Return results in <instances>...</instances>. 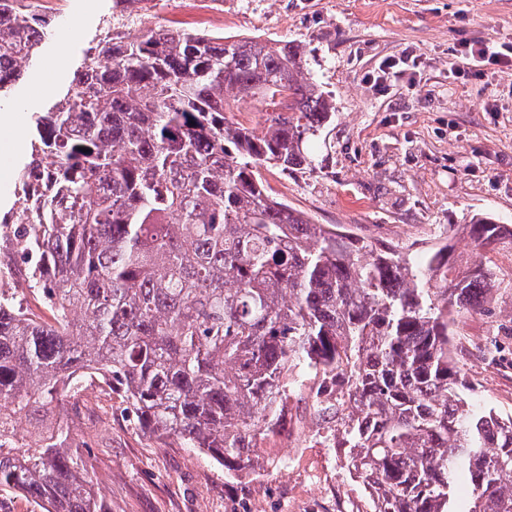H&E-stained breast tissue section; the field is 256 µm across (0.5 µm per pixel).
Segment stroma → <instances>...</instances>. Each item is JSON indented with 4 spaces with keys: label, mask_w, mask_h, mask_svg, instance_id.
<instances>
[{
    "label": "stroma",
    "mask_w": 512,
    "mask_h": 512,
    "mask_svg": "<svg viewBox=\"0 0 512 512\" xmlns=\"http://www.w3.org/2000/svg\"><path fill=\"white\" fill-rule=\"evenodd\" d=\"M53 16L42 45L44 73L27 72L0 110L12 112L0 143V216L18 205L17 178L30 159V119L63 96L89 48L106 32L125 34L146 16L155 24L215 36L302 42L311 75L336 106L313 144L315 170L265 167L270 194L317 224L398 244L418 257L473 215L512 224V66L449 64L461 43L512 47V0H47ZM394 74L376 83L379 68ZM53 80L51 92L37 81ZM455 352L478 398L512 412V289L494 293L460 324ZM99 490L112 512H330L332 499L306 488L318 456L306 449L293 472L277 449L279 426L260 443V465L243 482L225 480L209 457L161 445L133 422L120 397L81 415Z\"/></svg>",
    "instance_id": "obj_1"
}]
</instances>
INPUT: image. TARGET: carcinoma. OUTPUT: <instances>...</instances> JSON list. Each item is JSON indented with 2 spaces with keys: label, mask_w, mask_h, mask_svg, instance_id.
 Here are the masks:
<instances>
[{
  "label": "carcinoma",
  "mask_w": 512,
  "mask_h": 512,
  "mask_svg": "<svg viewBox=\"0 0 512 512\" xmlns=\"http://www.w3.org/2000/svg\"><path fill=\"white\" fill-rule=\"evenodd\" d=\"M52 23L0 0V98ZM307 70L296 41L108 34L32 115L15 223L42 311L0 295L1 493L112 512L75 434L89 378L234 480L315 373L352 402L337 447L369 512H512V414L478 401L453 350L465 314L512 288L479 259L512 245V225L473 217L448 232L475 258L449 241L413 258L274 198L260 168L315 169L335 112ZM228 92L263 107L261 132L227 120ZM43 172L52 191L31 206Z\"/></svg>",
  "instance_id": "obj_1"
}]
</instances>
